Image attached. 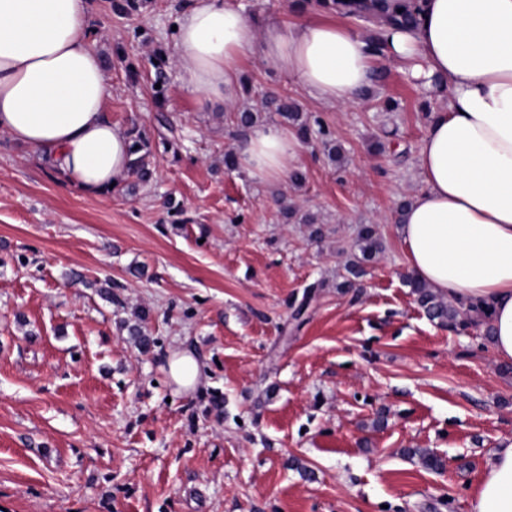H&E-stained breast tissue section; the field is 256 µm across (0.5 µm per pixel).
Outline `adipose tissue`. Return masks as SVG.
Here are the masks:
<instances>
[{
  "mask_svg": "<svg viewBox=\"0 0 512 512\" xmlns=\"http://www.w3.org/2000/svg\"><path fill=\"white\" fill-rule=\"evenodd\" d=\"M418 21L381 27L386 56L424 91L432 112L417 157L420 189L395 227L411 277L489 313L497 359L512 361V0H415ZM177 66L200 109L233 100L241 61L285 74L323 105L357 103L373 53L359 30L309 17L257 28L232 0H189ZM107 69L87 0H0V131L48 157L89 196L129 172L131 141L106 118ZM301 142L265 126L238 150L268 181L297 169ZM471 512H512V442L494 453Z\"/></svg>",
  "mask_w": 512,
  "mask_h": 512,
  "instance_id": "obj_1",
  "label": "adipose tissue"
}]
</instances>
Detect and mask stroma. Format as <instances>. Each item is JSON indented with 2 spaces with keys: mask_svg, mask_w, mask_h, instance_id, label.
<instances>
[{
  "mask_svg": "<svg viewBox=\"0 0 512 512\" xmlns=\"http://www.w3.org/2000/svg\"><path fill=\"white\" fill-rule=\"evenodd\" d=\"M186 3L88 0L105 115L146 132L150 182L85 195L0 131V512H471L512 439V362L481 323L426 317L393 219L440 100L383 56L353 107L318 106L253 58L233 103L199 109L173 68L156 99L152 63ZM264 91L324 123L340 160L313 139L302 185L227 171V117ZM365 224L383 250L347 288ZM175 348L202 365L195 392L167 376Z\"/></svg>",
  "mask_w": 512,
  "mask_h": 512,
  "instance_id": "stroma-1",
  "label": "stroma"
}]
</instances>
